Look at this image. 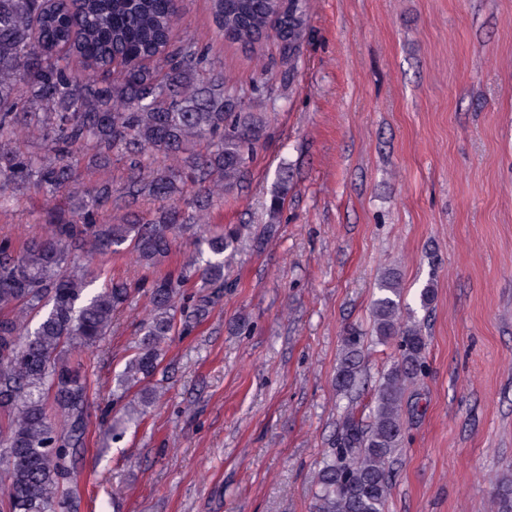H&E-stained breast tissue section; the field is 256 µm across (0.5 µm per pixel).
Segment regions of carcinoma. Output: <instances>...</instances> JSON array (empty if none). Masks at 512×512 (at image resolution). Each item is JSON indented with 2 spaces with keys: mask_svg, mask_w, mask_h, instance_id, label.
<instances>
[{
  "mask_svg": "<svg viewBox=\"0 0 512 512\" xmlns=\"http://www.w3.org/2000/svg\"><path fill=\"white\" fill-rule=\"evenodd\" d=\"M224 40L251 48L275 37L295 62L308 0L293 10L281 0H210ZM179 0H0V202L30 188L46 202L76 179L77 170L124 163L123 192L96 182L76 190L71 206L42 222V232L0 238V463L6 485L0 512H73L69 486L88 428L87 365L72 353L95 347L129 304L131 284L92 289L75 253L121 254L157 268L178 234L191 230L203 266L192 258L178 274L155 275L145 287L151 306L120 374V401L138 388L112 421V443L139 426L156 401L149 380L170 337L186 335L224 288L227 251L238 230L203 222L215 191L242 187L267 135L269 117L249 111L265 87L224 81L209 46L173 41ZM27 131L43 151L22 148ZM291 178L282 169L268 212L277 219ZM193 194L185 197L186 187ZM151 201L147 211L140 205ZM121 215L114 216L112 212ZM213 289L186 292L194 278ZM371 336L393 343L397 360L381 378L369 421L344 415L332 453L320 461L316 512H386L393 464L404 438L401 417L408 383L425 368L427 336L404 319L395 271L386 273L372 303ZM365 336L347 330L336 369V391L353 397L361 384ZM499 512H512V480L495 486Z\"/></svg>",
  "mask_w": 512,
  "mask_h": 512,
  "instance_id": "carcinoma-1",
  "label": "carcinoma"
}]
</instances>
